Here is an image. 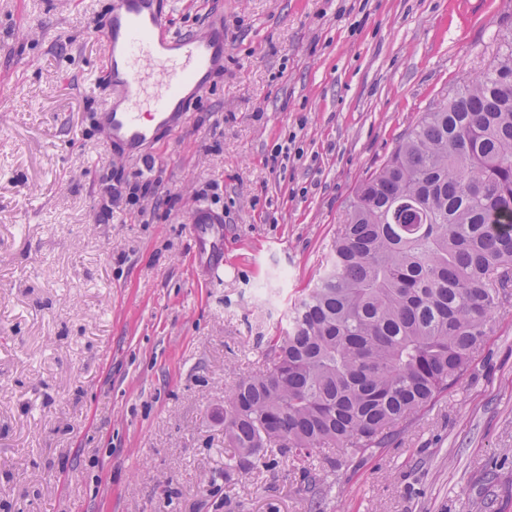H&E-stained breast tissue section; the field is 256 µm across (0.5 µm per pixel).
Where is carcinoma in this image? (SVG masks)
Instances as JSON below:
<instances>
[{
  "label": "carcinoma",
  "mask_w": 512,
  "mask_h": 512,
  "mask_svg": "<svg viewBox=\"0 0 512 512\" xmlns=\"http://www.w3.org/2000/svg\"><path fill=\"white\" fill-rule=\"evenodd\" d=\"M511 272L509 37L357 186L323 273L225 395L236 466L385 447L467 372Z\"/></svg>",
  "instance_id": "carcinoma-1"
}]
</instances>
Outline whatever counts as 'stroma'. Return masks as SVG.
Segmentation results:
<instances>
[{
  "mask_svg": "<svg viewBox=\"0 0 512 512\" xmlns=\"http://www.w3.org/2000/svg\"><path fill=\"white\" fill-rule=\"evenodd\" d=\"M109 3L0 0V512H512V301L386 447L244 472L224 438L354 190L489 63L512 0H163L181 33L223 18L224 66L139 157L95 120ZM190 224L198 260L211 265L214 276L219 275L224 270L223 212L208 206H198L192 213Z\"/></svg>",
  "mask_w": 512,
  "mask_h": 512,
  "instance_id": "obj_1",
  "label": "stroma"
}]
</instances>
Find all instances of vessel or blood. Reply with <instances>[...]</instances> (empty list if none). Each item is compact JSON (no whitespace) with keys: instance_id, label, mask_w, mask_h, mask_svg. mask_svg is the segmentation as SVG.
<instances>
[{"instance_id":"obj_1","label":"vessel or blood","mask_w":512,"mask_h":512,"mask_svg":"<svg viewBox=\"0 0 512 512\" xmlns=\"http://www.w3.org/2000/svg\"><path fill=\"white\" fill-rule=\"evenodd\" d=\"M103 79L108 102L98 113L108 141L137 154L158 130L181 124L190 93L224 65V27L213 20L200 34L172 32L157 0H114L105 29ZM198 260L221 273L224 215L197 207L190 219Z\"/></svg>"}]
</instances>
